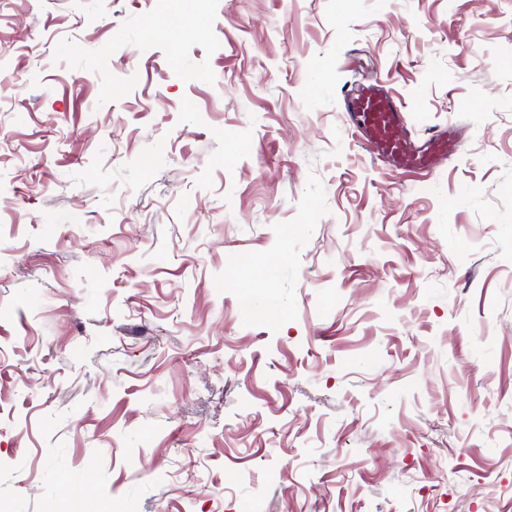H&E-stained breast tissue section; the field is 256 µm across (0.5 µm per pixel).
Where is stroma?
<instances>
[{
  "label": "stroma",
  "instance_id": "35a3bbf8",
  "mask_svg": "<svg viewBox=\"0 0 512 512\" xmlns=\"http://www.w3.org/2000/svg\"><path fill=\"white\" fill-rule=\"evenodd\" d=\"M2 79L0 512H512V0H0ZM344 112L350 113L360 129L359 143L373 158L397 168L426 170L448 144L450 133L431 135L422 144L401 133L403 106L380 90L368 89L345 98Z\"/></svg>",
  "mask_w": 512,
  "mask_h": 512
}]
</instances>
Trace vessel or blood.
I'll return each instance as SVG.
<instances>
[{
	"mask_svg": "<svg viewBox=\"0 0 512 512\" xmlns=\"http://www.w3.org/2000/svg\"><path fill=\"white\" fill-rule=\"evenodd\" d=\"M345 112L360 129L359 143L373 158L398 168L422 171L430 168L443 152L448 135L439 132L423 143L401 133L403 106L380 90L368 89L346 96Z\"/></svg>",
	"mask_w": 512,
	"mask_h": 512,
	"instance_id": "1",
	"label": "vessel or blood"
}]
</instances>
